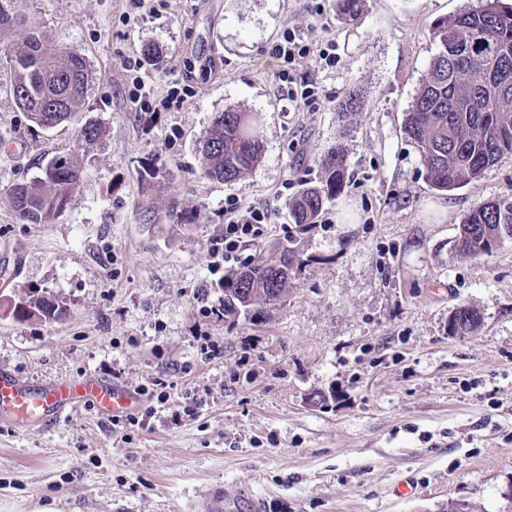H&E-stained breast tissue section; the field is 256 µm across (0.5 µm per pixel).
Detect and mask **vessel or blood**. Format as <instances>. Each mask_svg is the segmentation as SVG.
Instances as JSON below:
<instances>
[{"label": "vessel or blood", "mask_w": 512, "mask_h": 512, "mask_svg": "<svg viewBox=\"0 0 512 512\" xmlns=\"http://www.w3.org/2000/svg\"><path fill=\"white\" fill-rule=\"evenodd\" d=\"M89 404L101 414L118 417L140 410L143 400L140 393L96 376L39 384L0 369L2 419L22 426L55 425Z\"/></svg>", "instance_id": "b4317fda"}]
</instances>
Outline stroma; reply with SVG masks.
Here are the masks:
<instances>
[{"instance_id":"obj_1","label":"stroma","mask_w":512,"mask_h":512,"mask_svg":"<svg viewBox=\"0 0 512 512\" xmlns=\"http://www.w3.org/2000/svg\"><path fill=\"white\" fill-rule=\"evenodd\" d=\"M480 4L365 0L351 20L337 0H156L128 24L122 0H19L21 24L0 31V295L41 290L68 315L0 313V367L168 400L142 429L89 406L60 425L0 419V512H217V491L226 512H512V242L454 249L471 211L512 197V156L440 192L403 132L434 23ZM287 29L336 46L335 67L310 71L319 110L277 89L269 48ZM33 31L87 56L79 117L107 129L49 224L21 223L9 202L75 138L71 124L32 126L12 96L11 57ZM147 43L155 62L129 70ZM137 76L158 96L183 79L192 94L138 112ZM353 87L362 108L340 116ZM228 108L261 115L264 153L224 183L204 176L201 142ZM337 146L341 191L316 224L293 223L290 203ZM228 195L271 214L251 256L301 258L282 301L232 318L210 266ZM347 208L354 222L339 223ZM461 305L482 317L464 338L448 333Z\"/></svg>"}]
</instances>
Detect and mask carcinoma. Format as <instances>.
Instances as JSON below:
<instances>
[{"label":"carcinoma","mask_w":512,"mask_h":512,"mask_svg":"<svg viewBox=\"0 0 512 512\" xmlns=\"http://www.w3.org/2000/svg\"><path fill=\"white\" fill-rule=\"evenodd\" d=\"M20 22L14 0H0V26ZM438 52L428 75L404 113L403 130L415 145L428 180L440 192H452L477 181L504 155H512V3L483 0L482 5L441 20L433 27ZM11 90L18 107L35 125L53 129L70 122L87 94L90 70L79 50L61 48L42 34H29L11 58ZM359 90L348 91L338 105L342 115L361 110ZM104 136L102 125L89 120L77 130L75 146L50 159L42 176L13 186L11 207L26 224H48L63 210L78 187L84 153ZM264 140L257 112L215 113L203 143L204 175L233 182L262 159ZM321 184L300 192L290 204L296 224H314L325 203L344 183L341 147L322 159ZM512 241V198L498 199L470 212L460 227L456 249L463 256L489 255ZM299 262L295 251L277 248L260 255L227 278L230 287L274 304L288 284L277 260ZM67 308L44 291H21L11 316L44 322L65 317ZM455 336L477 329L479 313L457 308Z\"/></svg>","instance_id":"obj_1"}]
</instances>
